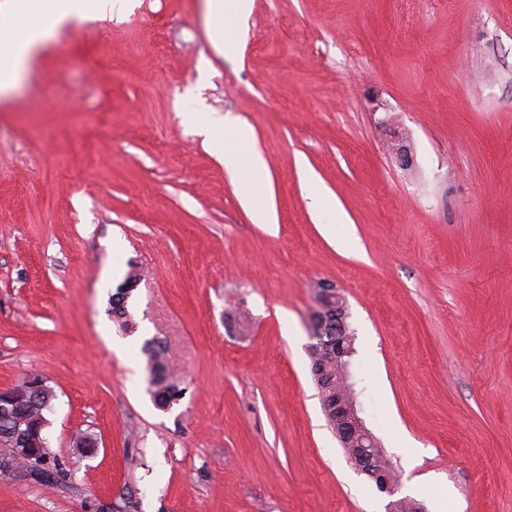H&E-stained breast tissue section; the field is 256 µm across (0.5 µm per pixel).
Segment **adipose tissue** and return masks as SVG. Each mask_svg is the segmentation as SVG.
<instances>
[{"label": "adipose tissue", "instance_id": "1", "mask_svg": "<svg viewBox=\"0 0 512 512\" xmlns=\"http://www.w3.org/2000/svg\"><path fill=\"white\" fill-rule=\"evenodd\" d=\"M126 0H80L79 8H72L68 0H0V99L9 98L25 82L37 50L52 41L64 29L124 13ZM250 0H206V13L214 21L212 44L223 50L232 26L245 20ZM22 16L42 18V25L23 28L16 21ZM223 125V134H216V125ZM195 129L208 144L212 154L228 170L237 172L242 200L252 209L255 223L268 224L272 218L268 210L254 200V187L264 174L261 156L255 155L253 139L248 127L238 118L228 115L216 121L206 115L196 121ZM252 152L249 167H241L243 152Z\"/></svg>", "mask_w": 512, "mask_h": 512}]
</instances>
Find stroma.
<instances>
[{
	"mask_svg": "<svg viewBox=\"0 0 512 512\" xmlns=\"http://www.w3.org/2000/svg\"><path fill=\"white\" fill-rule=\"evenodd\" d=\"M211 34L205 0H134L0 102V388H53L66 468L52 489L0 473V512H388L317 396L320 281L399 496L512 512V0H251L224 52ZM200 106L250 128L274 227L195 133ZM320 189L349 238L322 234ZM152 339L184 389L167 410ZM130 281H132V277H128L124 283L120 284L116 293L112 295L113 321L124 333H127L128 331L129 333H133L135 331V325L129 316L126 305L129 294L133 290V288H125ZM142 352L147 359L148 391L159 408L168 409L182 398L184 391L167 373V350L160 344L146 341Z\"/></svg>",
	"mask_w": 512,
	"mask_h": 512,
	"instance_id": "stroma-1",
	"label": "stroma"
}]
</instances>
